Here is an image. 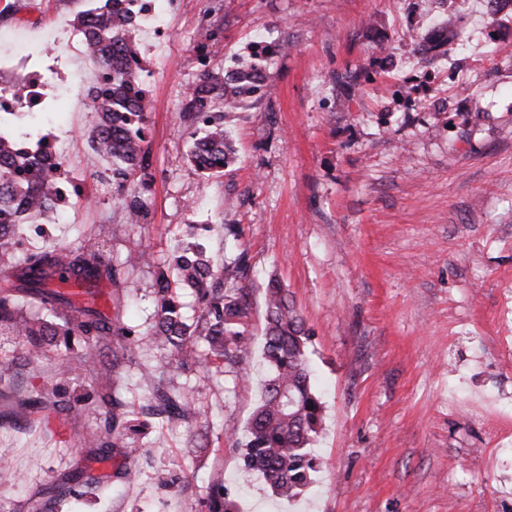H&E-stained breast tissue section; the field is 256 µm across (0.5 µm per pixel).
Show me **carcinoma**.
Segmentation results:
<instances>
[{
	"label": "carcinoma",
	"mask_w": 512,
	"mask_h": 512,
	"mask_svg": "<svg viewBox=\"0 0 512 512\" xmlns=\"http://www.w3.org/2000/svg\"><path fill=\"white\" fill-rule=\"evenodd\" d=\"M86 34L97 69L100 86L92 87L89 96L97 113V123L89 135L92 149L110 164L100 173L120 195L132 224L143 223L149 215L147 200L129 189L132 179L148 168L144 149L147 129L146 90L142 80L131 82L112 76V60H124L131 54V30L136 16L121 10L89 18L77 17ZM455 37L446 26L419 49L421 55L442 57ZM272 56L270 46L258 45L250 68H233L223 73L203 72L190 88L183 111L193 115L202 135L194 139L190 151L196 168L208 174L220 173L234 161V149L224 132V111L246 104L265 84L267 72L262 62ZM28 187L27 172L16 165L12 155L0 150V261L21 269L22 286L0 289V334L23 338L26 358H48V347L63 337L65 348L77 336L82 350L69 356L65 372L80 379L92 375L96 385L92 413L96 428L80 437L81 447L105 456L114 448L134 449L129 434L139 433L138 426H126L120 416L123 406L114 395L112 385L119 371L104 351L112 349V340L131 335L132 329L119 318L103 314L95 299L98 281L114 279L117 271L148 258L144 250L129 253L123 260L112 257L106 237L89 238L70 249L17 251L11 236L21 224H34L57 212V199L45 191L27 195L28 214H17L11 207L14 199ZM64 269L84 287L87 301L73 300L54 290L55 273ZM247 265L244 254L224 264V277L218 278L211 258L198 244L177 245L167 259L158 264L157 311L153 336L165 351L164 364L190 366L199 361L198 343L205 346L206 356L221 359L240 368L242 378L249 372L241 367L249 344L243 325L249 305L240 281ZM194 289L202 305L199 324L188 322L172 286ZM264 362L271 373L265 380L263 395L247 426L242 448V472L262 475L272 494L291 499L309 485L316 457L312 444L323 420V403L315 388L308 357V341L302 318L289 305L284 289L276 281L265 291ZM159 404L150 415H162L169 423L184 420L192 401L189 395L158 393ZM71 407L59 384L46 381L30 390L18 405L39 412L44 405ZM102 482L83 471L62 476L60 482L37 491L46 494L83 495V489L98 488Z\"/></svg>",
	"instance_id": "carcinoma-1"
}]
</instances>
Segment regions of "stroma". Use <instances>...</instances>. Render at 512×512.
<instances>
[{
  "label": "stroma",
  "instance_id": "obj_1",
  "mask_svg": "<svg viewBox=\"0 0 512 512\" xmlns=\"http://www.w3.org/2000/svg\"><path fill=\"white\" fill-rule=\"evenodd\" d=\"M88 7L0 0V51L26 42L50 113L8 131L53 137L80 189L59 222L22 225L23 240L50 250L94 233L120 259L150 250L153 262L122 268L96 299L137 333L112 345L114 390L132 415L159 387L192 406L178 425L148 417L138 453L99 459L78 449L94 424L86 412L0 402V463L23 477L0 486L5 512H29L34 492L75 468L106 491L46 498L44 512H207L214 492L234 512H512V11L455 0L468 40L447 66L474 88L459 97L402 39L441 24L431 0H164L158 20L137 22L149 168L134 186L150 212L131 224L98 181L90 99L63 95L71 72L85 88L98 79L73 26ZM255 41L277 46L270 76L224 115L234 162L205 174L188 157L186 93L203 70L247 60ZM347 70L362 75L349 97L334 81ZM180 242L203 243L218 267L247 255L248 382L212 358L141 375L162 355L150 338L156 264ZM273 279L303 319L325 406L316 470L289 502L242 474L236 444L267 377ZM58 373L56 361L29 363L22 340L0 342V383L26 391Z\"/></svg>",
  "mask_w": 512,
  "mask_h": 512
}]
</instances>
